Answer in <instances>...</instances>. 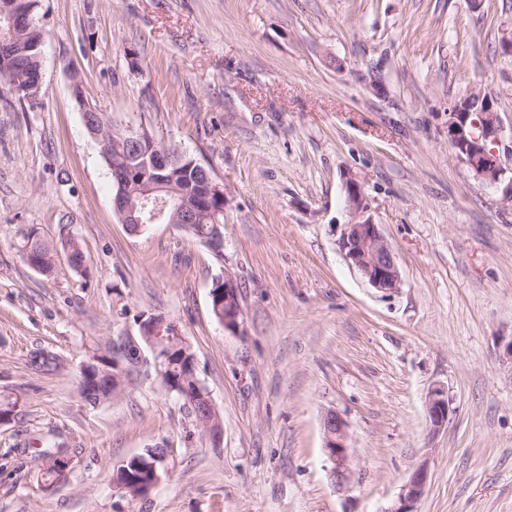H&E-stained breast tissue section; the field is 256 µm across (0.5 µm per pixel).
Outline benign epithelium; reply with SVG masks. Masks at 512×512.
I'll return each mask as SVG.
<instances>
[{
	"label": "benign epithelium",
	"mask_w": 512,
	"mask_h": 512,
	"mask_svg": "<svg viewBox=\"0 0 512 512\" xmlns=\"http://www.w3.org/2000/svg\"><path fill=\"white\" fill-rule=\"evenodd\" d=\"M478 99L482 106L477 111L478 119H472V112L459 104L451 112V121L448 125L451 144L456 156L465 163L471 171L486 185L498 187L504 180L507 168L502 164L500 156L495 150L488 148V143H499L503 132V124L499 112L492 98L479 93L472 94L469 99ZM99 126L91 131L98 140L101 150H106V135L112 132V119L104 113L99 114ZM120 128L124 137L134 146L137 154L143 158V163L137 169L130 168L116 176L123 188L113 196V207L121 223L136 225V232H141L148 225L162 219L170 201L161 196L154 199V208L151 211L136 210L128 190L124 185L137 177L156 191H163V187L176 176L173 169V157L180 155V151L159 149L147 127L143 124H122ZM346 201L349 209L357 220L345 225L339 240V249L345 261L356 269L367 283L374 289L383 293L395 292L401 284V271L397 258L390 245L381 233L380 225L365 216L368 209L366 197L362 186L354 179L346 181ZM224 197V185L215 182L210 176L201 181L193 201H185L176 205L180 224H193L211 198ZM216 286L218 292L211 293L217 298L216 308H224V328L234 331L239 328L240 305H238L237 286L232 277L224 276ZM140 333L147 345L160 361L161 367L171 362V355L177 351L182 357L188 358L190 379H195L194 358L188 357L189 350L185 339L181 336L177 326L165 319L155 317L140 322ZM199 420L203 429L213 435L219 431L217 409L210 396L202 394ZM448 397L445 392L437 388L431 392L428 403V417L430 425L437 430L448 420ZM325 438V451L333 464L332 474L338 481L347 478L350 471L351 454L347 424L343 417L329 411L322 422ZM426 486V473L418 469L410 481L405 485L404 494L399 507L391 512H412L410 503L420 498Z\"/></svg>",
	"instance_id": "7a95c632"
}]
</instances>
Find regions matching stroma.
<instances>
[{"mask_svg": "<svg viewBox=\"0 0 512 512\" xmlns=\"http://www.w3.org/2000/svg\"><path fill=\"white\" fill-rule=\"evenodd\" d=\"M37 17V97L0 88V512H390L420 468L414 512H512V202L448 135L474 92L512 127V0H39ZM77 79L223 184L221 252L175 224L127 232ZM350 177L401 269L387 296L338 248ZM32 228L77 236L86 274L29 267ZM225 274L234 331L211 310ZM150 314L187 339L219 434L150 366L82 401L81 365ZM35 349L58 368L31 370ZM330 411L350 440L340 483ZM150 448L162 478L130 495L112 475ZM47 452L66 482L41 481ZM223 285V288L222 286ZM221 287L218 292L213 290ZM218 297L216 309L219 310L224 304L222 314L224 317V328L234 331L239 328L240 323V304L238 305L237 286L231 276L224 275V281H218L211 290V298ZM448 397L445 392L440 389H434L431 392L428 403V417L433 430L440 429L448 420ZM322 426L325 451L333 464V477L337 481H343L349 474L351 463L346 421L340 414L330 411L325 414Z\"/></svg>", "mask_w": 512, "mask_h": 512, "instance_id": "35a3bbf8", "label": "stroma"}]
</instances>
